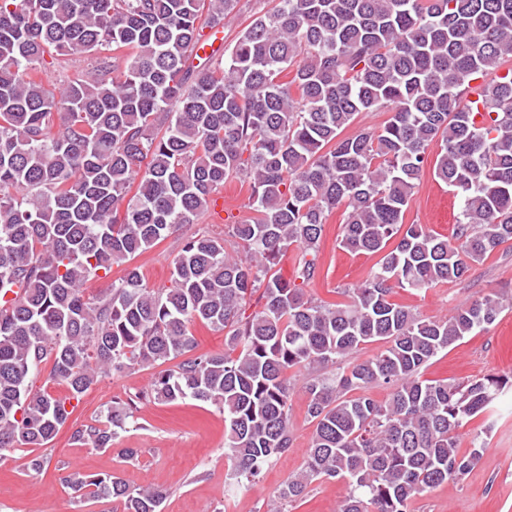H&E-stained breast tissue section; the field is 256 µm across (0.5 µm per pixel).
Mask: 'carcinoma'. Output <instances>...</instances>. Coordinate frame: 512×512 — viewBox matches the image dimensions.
Wrapping results in <instances>:
<instances>
[{
  "label": "carcinoma",
  "mask_w": 512,
  "mask_h": 512,
  "mask_svg": "<svg viewBox=\"0 0 512 512\" xmlns=\"http://www.w3.org/2000/svg\"><path fill=\"white\" fill-rule=\"evenodd\" d=\"M237 2L0 0V450L45 447L100 377L171 361L72 439L114 446L143 400L214 405L232 496L291 447L297 369L314 430L274 512L327 480L346 485L338 512H411L475 467L486 439L463 450L458 432L512 390V374L422 377L512 309V295L491 291L435 320L393 300L460 280L512 241V0H276L221 68L199 54L200 30ZM89 52L96 69L57 93L33 74L47 53ZM381 111L383 125L340 137ZM433 149V174L459 201L451 242L404 223ZM238 177L253 216L226 238H188L172 286L149 287L130 261ZM339 207L341 247L380 259L349 301L317 303L305 288ZM292 246L288 279L276 266ZM114 265L123 277L86 296ZM196 322L226 330L224 352H195ZM49 358L65 397L30 388ZM63 483L123 512H161L167 497L114 475ZM124 274V266L114 265L112 271L105 276L103 271L99 272V277H93L85 285V294L89 297L98 296L106 288H110L112 281L119 279Z\"/></svg>",
  "instance_id": "1"
}]
</instances>
